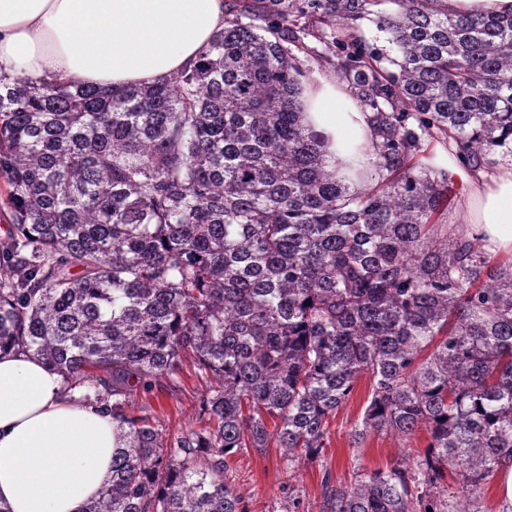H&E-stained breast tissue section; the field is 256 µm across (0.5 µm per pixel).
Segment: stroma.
Segmentation results:
<instances>
[{
	"instance_id": "35a3bbf8",
	"label": "stroma",
	"mask_w": 512,
	"mask_h": 512,
	"mask_svg": "<svg viewBox=\"0 0 512 512\" xmlns=\"http://www.w3.org/2000/svg\"><path fill=\"white\" fill-rule=\"evenodd\" d=\"M206 386L191 366H184L182 382L172 391L140 394L136 410L157 419L166 437L173 438L182 431L200 428L198 402ZM371 392L369 376H362L350 399L332 418L329 441L322 458L305 461L289 469L281 449L271 447L266 452H248L232 460V478L237 492L249 501L252 512H271L283 502L289 491H296L305 512H319L321 478L324 469H331L336 481L350 483L359 471H372L393 466L404 455L405 447L424 450L425 431H417L404 441L387 433L368 434L362 444H353L350 433L362 418Z\"/></svg>"
}]
</instances>
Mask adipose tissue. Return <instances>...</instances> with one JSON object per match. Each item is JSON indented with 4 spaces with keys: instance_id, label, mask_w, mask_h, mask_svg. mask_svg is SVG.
I'll return each mask as SVG.
<instances>
[{
    "instance_id": "1",
    "label": "adipose tissue",
    "mask_w": 512,
    "mask_h": 512,
    "mask_svg": "<svg viewBox=\"0 0 512 512\" xmlns=\"http://www.w3.org/2000/svg\"><path fill=\"white\" fill-rule=\"evenodd\" d=\"M224 26V0H0V73L52 76L111 89L151 85L194 60ZM303 123L347 172L370 160V113L335 80L304 86ZM437 166L468 185L465 233L486 251L512 252V167L494 175ZM117 430L109 413L67 393L37 356L0 352V506L7 512H83L112 479Z\"/></svg>"
}]
</instances>
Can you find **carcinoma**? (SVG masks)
<instances>
[{"label":"carcinoma","mask_w":512,"mask_h":512,"mask_svg":"<svg viewBox=\"0 0 512 512\" xmlns=\"http://www.w3.org/2000/svg\"><path fill=\"white\" fill-rule=\"evenodd\" d=\"M329 55L373 113V187L302 123ZM433 141L472 168L512 159V16L225 0L208 48L153 85L0 75V350L112 414V481L84 512H252L229 461L321 457L364 374L352 443H428L349 485L325 469L319 512H482L512 457V264L438 222L448 175L416 161ZM186 358L204 425L170 440L134 396L177 386Z\"/></svg>","instance_id":"cac0c4a2"}]
</instances>
